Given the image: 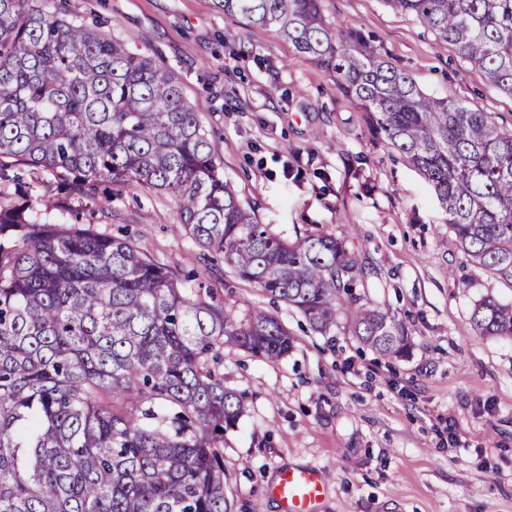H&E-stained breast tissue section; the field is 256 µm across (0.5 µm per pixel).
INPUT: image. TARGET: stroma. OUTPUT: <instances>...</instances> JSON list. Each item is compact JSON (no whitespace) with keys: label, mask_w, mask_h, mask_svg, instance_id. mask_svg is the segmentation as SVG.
Masks as SVG:
<instances>
[{"label":"stroma","mask_w":512,"mask_h":512,"mask_svg":"<svg viewBox=\"0 0 512 512\" xmlns=\"http://www.w3.org/2000/svg\"><path fill=\"white\" fill-rule=\"evenodd\" d=\"M68 5L174 69L241 201L282 237L321 230L344 239L364 268V298L408 328V352L388 359L360 344L350 322L321 336L282 305L276 314L294 335L288 357L225 348L218 372L247 399L224 442L236 512H280L266 487L288 466L320 470V512H512V341L475 335L470 324L476 300L512 303V276L467 260L431 185L372 133L334 73L276 32L239 23L215 0ZM323 9L424 93L489 112L512 133V95L412 17L385 0H323ZM18 194L57 198L58 223L81 210L178 276L199 266L170 194L103 178L96 198L79 200L59 193L54 172L27 168ZM203 287L237 315L262 300L225 266Z\"/></svg>","instance_id":"stroma-1"}]
</instances>
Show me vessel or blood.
<instances>
[{"mask_svg": "<svg viewBox=\"0 0 512 512\" xmlns=\"http://www.w3.org/2000/svg\"><path fill=\"white\" fill-rule=\"evenodd\" d=\"M325 492L324 482L317 469L288 468L280 471L269 488L281 512H318Z\"/></svg>", "mask_w": 512, "mask_h": 512, "instance_id": "vessel-or-blood-1", "label": "vessel or blood"}]
</instances>
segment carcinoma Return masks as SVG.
<instances>
[{
    "label": "carcinoma",
    "instance_id": "1",
    "mask_svg": "<svg viewBox=\"0 0 512 512\" xmlns=\"http://www.w3.org/2000/svg\"><path fill=\"white\" fill-rule=\"evenodd\" d=\"M512 95V0H386ZM322 0H216L335 74L372 130L434 189L472 262L512 276V133L490 113L421 91ZM199 107L174 70L78 22L66 0H0V178L49 169L68 194L96 181L171 194L180 229L239 279L328 336L344 316L380 356L404 322L356 293L355 252L332 234L287 241L221 174ZM0 187V512H234L225 434L245 396L224 388V347L276 362L293 338L260 306L236 316L189 295L166 265L93 225L51 224ZM478 336L512 339V304L472 310Z\"/></svg>",
    "mask_w": 512,
    "mask_h": 512
}]
</instances>
